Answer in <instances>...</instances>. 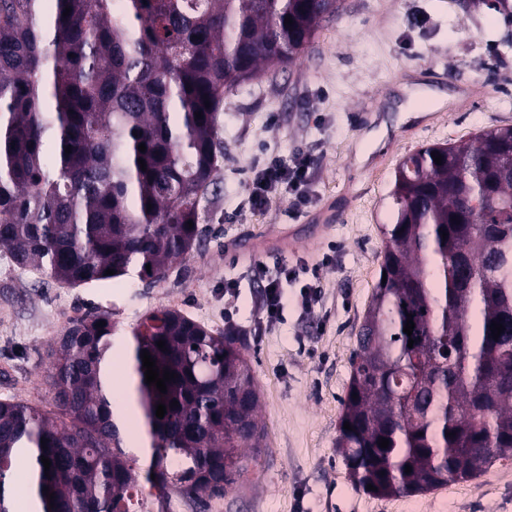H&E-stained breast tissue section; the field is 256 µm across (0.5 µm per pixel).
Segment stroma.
<instances>
[{"label":"stroma","instance_id":"obj_1","mask_svg":"<svg viewBox=\"0 0 512 512\" xmlns=\"http://www.w3.org/2000/svg\"><path fill=\"white\" fill-rule=\"evenodd\" d=\"M481 95L465 99L462 87ZM445 93L419 116L402 117V86ZM512 125V23L460 0H343L290 67L266 71L224 97V154L200 205L203 234L166 279L126 277L66 287L20 268L0 250V399L50 409L41 383L55 336L73 319L106 312L126 337L141 317L171 307L220 332L247 338L261 394L267 447L247 483L227 487L206 512H512V464L433 491L377 498L357 490L336 448L356 334L383 259L382 228L393 223L394 172L423 146L469 140ZM313 156L311 210L284 201L243 208L245 188L270 154ZM291 229L285 254L251 259L248 248ZM318 271L323 302L314 316L288 308L277 329L255 335L257 266ZM239 288V312L224 316V286Z\"/></svg>","mask_w":512,"mask_h":512}]
</instances>
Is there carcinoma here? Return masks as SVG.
Listing matches in <instances>:
<instances>
[{
    "label": "carcinoma",
    "mask_w": 512,
    "mask_h": 512,
    "mask_svg": "<svg viewBox=\"0 0 512 512\" xmlns=\"http://www.w3.org/2000/svg\"><path fill=\"white\" fill-rule=\"evenodd\" d=\"M471 6L512 18V0ZM341 10L342 0H0V249L72 288L165 279L201 234L224 94L292 64ZM392 198L387 281L356 336L336 440L355 488L379 497L512 461V125L410 154ZM494 321L505 327L496 340ZM117 334L100 313L56 337L42 378L55 411L0 400V512H14L21 457L37 512H173L172 495L204 506L250 473L265 431L240 332L170 307L132 329L152 437L143 482L115 407ZM144 349L178 374L164 394L145 383Z\"/></svg>",
    "instance_id": "cac0c4a2"
}]
</instances>
